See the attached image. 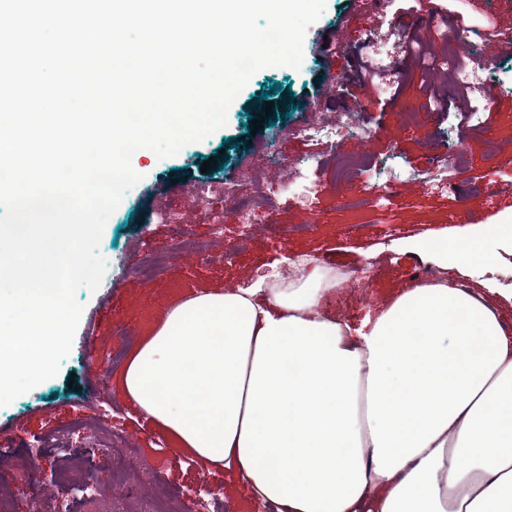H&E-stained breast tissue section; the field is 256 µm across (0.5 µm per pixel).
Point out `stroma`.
Masks as SVG:
<instances>
[{
  "mask_svg": "<svg viewBox=\"0 0 512 512\" xmlns=\"http://www.w3.org/2000/svg\"><path fill=\"white\" fill-rule=\"evenodd\" d=\"M429 17L417 6L370 10L363 0H327L324 14L306 32L300 68L268 67L255 73L230 105L226 126L177 155H133L141 180L104 227L99 249L111 253V267L96 291L82 288L76 294L83 312L70 355L56 377L0 408V438L43 441L38 467L56 479L48 486L17 488L0 512H58L64 504L71 512H157L163 502L171 512H183L197 485L196 471L184 465L186 453L169 433L143 430L138 413L126 406L120 379L168 308L186 295L238 286L257 269L275 267L287 256L330 259L357 268L375 295L371 304L345 292L329 299L332 314L357 325L377 305L410 287L415 272L436 267V255L414 251L416 242L460 241L483 224L512 215V196L500 192L512 180L503 160L512 152V55H501L493 42L478 39L476 58L486 68L496 105L475 126L462 112L419 109L418 57L392 59V70L403 79L389 88L384 75L367 68L364 45L370 36L395 37L403 31L428 51L441 52L442 34ZM276 83L281 90L274 92L273 107H266L258 95ZM332 86L340 93L325 100L322 93ZM316 107L331 120L340 112L357 115V126L335 154H328L322 142L291 135ZM263 114L269 125L253 128V119ZM366 149L382 170L400 164L415 172L456 153L462 162L452 173L453 189L414 180L377 202L375 181L338 180L340 162ZM323 153L329 160L307 171V192L285 191L288 174L277 157ZM212 157L217 168L201 173L203 162ZM244 171L273 198L268 223L234 221V202L225 199L223 189ZM203 181L217 191L215 202L226 211L223 223H212L208 210L194 200ZM169 210L179 211L181 233L160 220V213ZM234 241L240 244L238 253L225 257V244ZM499 253L494 267L476 266L464 276L452 271L448 280L480 291L493 289L503 322L512 326V301L505 297L512 288V247L501 246ZM147 257L153 268L144 272L140 266ZM91 331L98 336L97 363L109 372L102 388L89 375L83 347ZM80 417L91 437L71 432ZM119 434L130 439L131 452L118 447ZM23 443L7 451L6 463L25 459ZM75 458L93 478L81 497L72 496L66 477ZM119 470L128 483L113 494L109 488Z\"/></svg>",
  "mask_w": 512,
  "mask_h": 512,
  "instance_id": "35a3bbf8",
  "label": "stroma"
}]
</instances>
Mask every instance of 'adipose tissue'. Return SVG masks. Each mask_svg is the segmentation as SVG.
<instances>
[{
  "mask_svg": "<svg viewBox=\"0 0 512 512\" xmlns=\"http://www.w3.org/2000/svg\"><path fill=\"white\" fill-rule=\"evenodd\" d=\"M321 269L200 293L125 368L135 405L278 512H512V334L447 277L353 327Z\"/></svg>",
  "mask_w": 512,
  "mask_h": 512,
  "instance_id": "1",
  "label": "adipose tissue"
}]
</instances>
